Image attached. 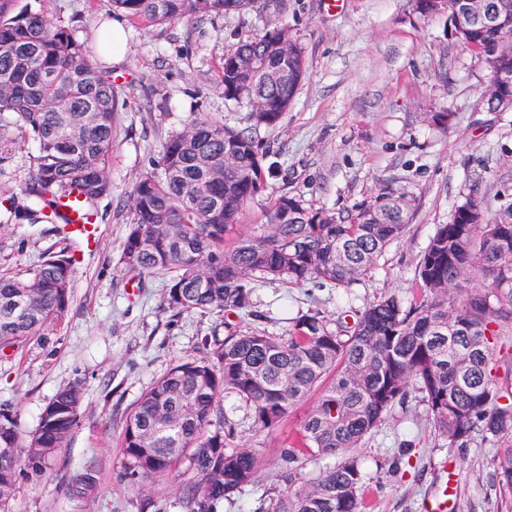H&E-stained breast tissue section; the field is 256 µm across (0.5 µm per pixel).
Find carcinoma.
I'll return each instance as SVG.
<instances>
[{
	"mask_svg": "<svg viewBox=\"0 0 512 512\" xmlns=\"http://www.w3.org/2000/svg\"><path fill=\"white\" fill-rule=\"evenodd\" d=\"M43 0H0V112H10L38 144L7 211L32 224L56 223L73 197L88 223L112 194L108 169L121 88L79 42L47 19ZM130 21L163 24L263 12L262 0H101ZM499 22L458 25L463 43L489 74L512 69V0H485ZM307 71L305 49L286 27L239 37L224 55V101L244 109L245 127L195 117L172 133L155 168L130 191L131 221L120 263L140 274H171L166 305L178 314H221L250 306L252 278L348 288L405 231L392 191L345 216L314 208L299 194L267 193L272 165L253 132L277 128ZM262 107L254 108L251 100ZM230 157L224 166V157ZM266 200L270 230L228 240L246 207ZM72 259L48 255L23 277H0V352L17 351L67 312ZM418 296L375 299L336 327L298 317L286 336L233 332L208 352L172 366L127 414L120 447L125 475L160 478L182 459L186 512H216L254 482L250 448L235 445L224 394L249 406L254 427L278 425L319 392L297 434L281 450L288 464L312 455L340 462L262 512H365L368 478L358 453L388 413L415 393L443 444L494 447L510 441L496 472L512 491V392L489 369L492 350L512 335V206L480 223L438 224L413 278ZM74 384L43 407L32 435L0 406V512H13L21 475L42 476L78 423Z\"/></svg>",
	"mask_w": 512,
	"mask_h": 512,
	"instance_id": "carcinoma-1",
	"label": "carcinoma"
}]
</instances>
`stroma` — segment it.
<instances>
[{"instance_id":"obj_1","label":"stroma","mask_w":512,"mask_h":512,"mask_svg":"<svg viewBox=\"0 0 512 512\" xmlns=\"http://www.w3.org/2000/svg\"><path fill=\"white\" fill-rule=\"evenodd\" d=\"M43 8L52 21L73 26L89 51L109 19L100 0H45ZM268 24L288 25L308 61L281 126L257 134L274 164L270 191L298 193L343 215L389 189L408 203L407 227L351 287L261 280L252 284L249 309L177 315L165 305L164 277L119 263L129 191L168 136L193 116L240 124L219 89L220 66L237 32ZM197 27L190 32L181 20L126 25L127 53L111 66L124 99L112 142V193L99 204L93 241L58 224L9 219L0 205V275H24L51 253L75 258L65 317L0 356V404L12 407L28 435L58 389L77 383L83 393L66 446L44 475L20 481L14 512H139L147 498L165 512H182L178 474L147 481L122 475V427L156 378L230 331L284 336L302 315L332 322L384 295L412 300L415 265L436 225L449 223L463 202L470 180H481L488 215L512 205V112L485 111L487 66L447 16L423 17L412 0H280L259 14L208 17ZM445 110L454 119L443 130L431 115ZM37 153L14 115L0 113V202L18 190ZM314 403L307 398L276 427L258 431L245 403L225 396L237 442L256 452L259 468L255 482L217 512H262L300 479L336 465L335 457H312L296 474L280 456ZM411 439L415 447L399 462L401 441ZM360 453L371 476L367 512H422L447 468L456 472L454 512H512V495L495 480L500 449L438 447L417 398L395 406Z\"/></svg>"}]
</instances>
